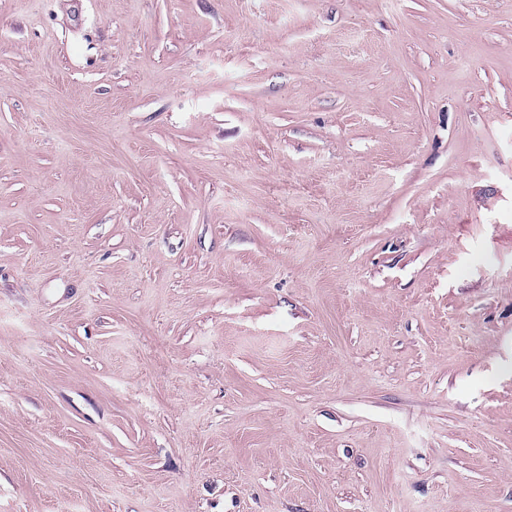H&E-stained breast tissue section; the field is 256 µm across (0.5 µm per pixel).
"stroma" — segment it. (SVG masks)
<instances>
[{
	"mask_svg": "<svg viewBox=\"0 0 512 512\" xmlns=\"http://www.w3.org/2000/svg\"><path fill=\"white\" fill-rule=\"evenodd\" d=\"M0 512H512V0H0Z\"/></svg>",
	"mask_w": 512,
	"mask_h": 512,
	"instance_id": "obj_1",
	"label": "stroma"
}]
</instances>
